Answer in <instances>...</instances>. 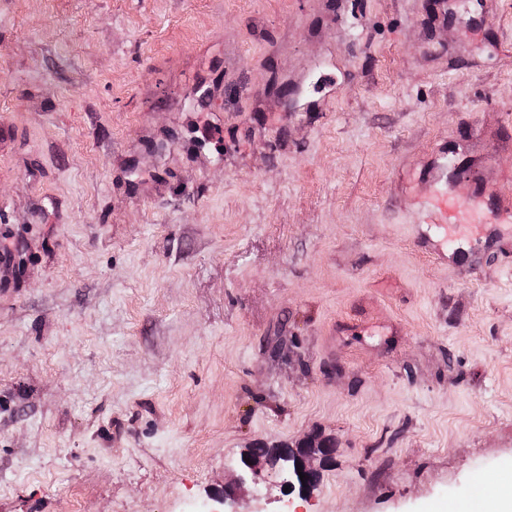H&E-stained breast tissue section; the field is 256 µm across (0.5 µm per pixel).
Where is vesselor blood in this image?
I'll return each mask as SVG.
<instances>
[{
    "label": "vessel or blood",
    "instance_id": "1",
    "mask_svg": "<svg viewBox=\"0 0 512 512\" xmlns=\"http://www.w3.org/2000/svg\"><path fill=\"white\" fill-rule=\"evenodd\" d=\"M432 182L433 194L415 202L423 225L417 243L438 256L455 251L462 234L473 226L485 232L488 245H496L493 230L512 223V203L486 202L477 173L451 177L441 172L433 174Z\"/></svg>",
    "mask_w": 512,
    "mask_h": 512
}]
</instances>
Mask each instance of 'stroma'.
<instances>
[{
    "mask_svg": "<svg viewBox=\"0 0 512 512\" xmlns=\"http://www.w3.org/2000/svg\"><path fill=\"white\" fill-rule=\"evenodd\" d=\"M512 176V0H0V512L512 496V249L444 264L408 180ZM295 448L294 458L285 459L276 464H272L266 457L254 452L259 451L273 460H278L293 454L294 450L288 447L264 448V446L251 448L254 452L247 449L240 457L236 475L237 483L257 490L270 484H277L283 491L284 486H289V491H284L285 493L295 490H298L301 495L310 493L316 486L314 480L319 473V468L314 465V461L319 459L321 463L333 448L330 443L313 437L298 443ZM318 448H322V451ZM246 459H249V462H246ZM298 468H301V471H298ZM265 470L266 473H264ZM299 472L305 474V479H300ZM302 480H305V485H302Z\"/></svg>",
    "mask_w": 512,
    "mask_h": 512,
    "instance_id": "obj_1",
    "label": "stroma"
}]
</instances>
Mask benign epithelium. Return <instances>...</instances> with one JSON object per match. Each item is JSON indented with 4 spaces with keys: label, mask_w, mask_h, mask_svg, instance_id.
<instances>
[{
    "label": "benign epithelium",
    "mask_w": 512,
    "mask_h": 512,
    "mask_svg": "<svg viewBox=\"0 0 512 512\" xmlns=\"http://www.w3.org/2000/svg\"><path fill=\"white\" fill-rule=\"evenodd\" d=\"M331 450L330 443L309 437L296 445L295 457L273 464L248 449L240 457L236 481L241 486L257 490L277 484L306 495L315 487V476L319 473L314 461L326 458ZM301 473L305 474L303 480L299 477Z\"/></svg>",
    "instance_id": "7a95c632"
}]
</instances>
